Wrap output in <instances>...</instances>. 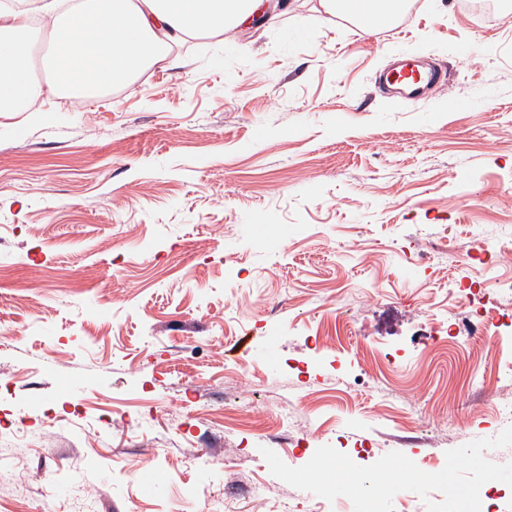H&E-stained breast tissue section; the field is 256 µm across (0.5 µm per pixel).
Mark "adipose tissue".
Wrapping results in <instances>:
<instances>
[{
    "instance_id": "obj_1",
    "label": "adipose tissue",
    "mask_w": 512,
    "mask_h": 512,
    "mask_svg": "<svg viewBox=\"0 0 512 512\" xmlns=\"http://www.w3.org/2000/svg\"><path fill=\"white\" fill-rule=\"evenodd\" d=\"M327 15L350 16L368 32L394 16L399 0H320ZM266 0H74L50 17L46 51L52 80L32 75L24 50L31 25L24 9H0V103L31 109L50 95L92 98L144 71L175 65L173 48L200 34L222 35L258 19Z\"/></svg>"
}]
</instances>
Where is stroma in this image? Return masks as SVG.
<instances>
[{
	"instance_id": "obj_1",
	"label": "stroma",
	"mask_w": 512,
	"mask_h": 512,
	"mask_svg": "<svg viewBox=\"0 0 512 512\" xmlns=\"http://www.w3.org/2000/svg\"><path fill=\"white\" fill-rule=\"evenodd\" d=\"M174 52L0 112V512H350L262 448L434 473L497 436L502 347L430 341L471 315L448 281L481 279L476 241L512 244V0H407L368 33L286 0ZM402 54L444 85L386 93Z\"/></svg>"
}]
</instances>
